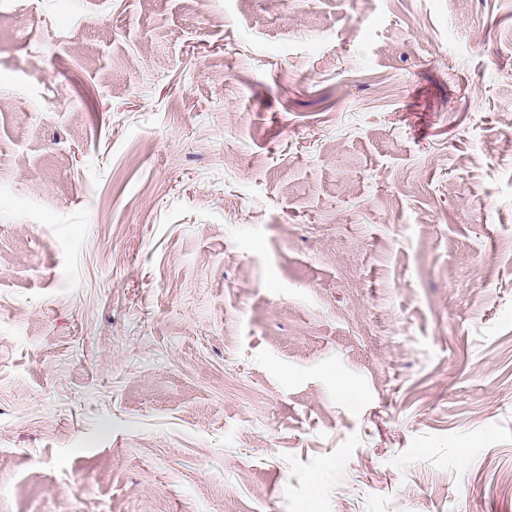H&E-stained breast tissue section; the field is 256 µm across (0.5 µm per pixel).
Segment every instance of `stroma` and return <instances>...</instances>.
I'll use <instances>...</instances> for the list:
<instances>
[{
    "instance_id": "stroma-1",
    "label": "stroma",
    "mask_w": 512,
    "mask_h": 512,
    "mask_svg": "<svg viewBox=\"0 0 512 512\" xmlns=\"http://www.w3.org/2000/svg\"><path fill=\"white\" fill-rule=\"evenodd\" d=\"M0 512H512V0H0Z\"/></svg>"
}]
</instances>
